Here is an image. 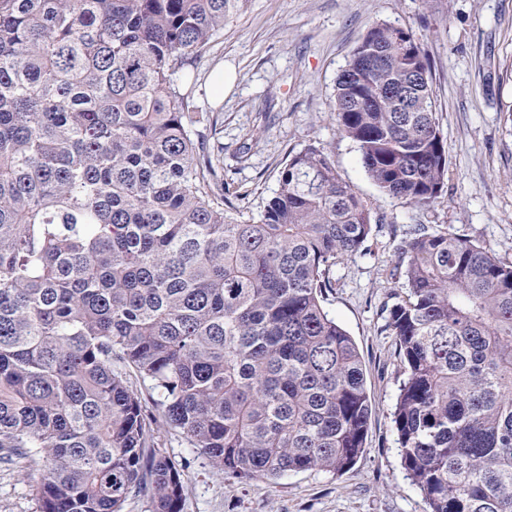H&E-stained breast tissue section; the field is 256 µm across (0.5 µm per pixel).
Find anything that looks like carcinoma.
<instances>
[{
  "label": "carcinoma",
  "mask_w": 512,
  "mask_h": 512,
  "mask_svg": "<svg viewBox=\"0 0 512 512\" xmlns=\"http://www.w3.org/2000/svg\"><path fill=\"white\" fill-rule=\"evenodd\" d=\"M244 0H0V463L38 512H181L139 397L227 479L344 473L371 402L356 343L324 308L373 231L324 150L234 218L204 151L210 113L176 74ZM412 32L372 27L336 82L339 134L379 190L431 207L446 143ZM388 311L404 369L393 422L431 512H512V266L415 227Z\"/></svg>",
  "instance_id": "1"
}]
</instances>
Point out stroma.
I'll return each mask as SVG.
<instances>
[{
	"mask_svg": "<svg viewBox=\"0 0 512 512\" xmlns=\"http://www.w3.org/2000/svg\"><path fill=\"white\" fill-rule=\"evenodd\" d=\"M378 24L412 30L431 61L448 174L444 198L430 208L380 193L355 144L337 131L336 80ZM219 69L235 74L220 95L211 85ZM185 80L214 120L206 146L224 176L227 213L258 215L289 155L312 145L368 204L375 227L365 253L336 265L325 302L357 344L373 408L366 450L349 471L225 478L125 369L159 448L184 468L182 512H429L401 465L392 414L403 374L384 325L405 293L397 246L415 225L466 235L512 265V0H434L428 8L421 0H246ZM0 512H36L23 470L0 467Z\"/></svg>",
	"mask_w": 512,
	"mask_h": 512,
	"instance_id": "35a3bbf8",
	"label": "stroma"
}]
</instances>
